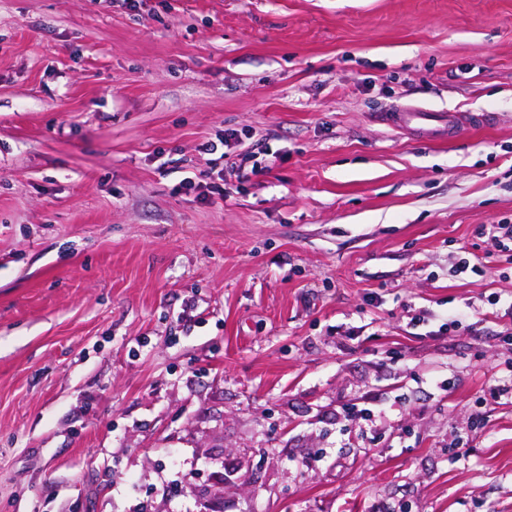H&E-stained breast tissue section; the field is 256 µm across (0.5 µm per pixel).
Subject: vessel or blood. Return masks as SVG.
Segmentation results:
<instances>
[{"mask_svg":"<svg viewBox=\"0 0 512 512\" xmlns=\"http://www.w3.org/2000/svg\"><path fill=\"white\" fill-rule=\"evenodd\" d=\"M382 123L398 129L415 128L427 140H451L467 125L486 123L483 115L461 112H436L426 108H405L397 112L380 113Z\"/></svg>","mask_w":512,"mask_h":512,"instance_id":"obj_1","label":"vessel or blood"}]
</instances>
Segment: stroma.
Listing matches in <instances>:
<instances>
[{
	"label": "stroma",
	"mask_w": 512,
	"mask_h": 512,
	"mask_svg": "<svg viewBox=\"0 0 512 512\" xmlns=\"http://www.w3.org/2000/svg\"><path fill=\"white\" fill-rule=\"evenodd\" d=\"M498 222L512 0H0V512H512ZM489 115H466L463 112H435L426 108H404L399 112H381L379 120L393 128L406 129L415 124L426 140L452 141L467 125L484 124Z\"/></svg>",
	"instance_id": "stroma-1"
}]
</instances>
